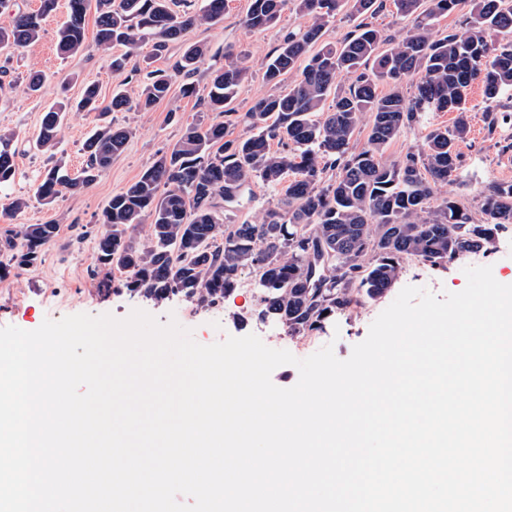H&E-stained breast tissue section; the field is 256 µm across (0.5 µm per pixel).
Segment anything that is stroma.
Instances as JSON below:
<instances>
[{
	"mask_svg": "<svg viewBox=\"0 0 512 512\" xmlns=\"http://www.w3.org/2000/svg\"><path fill=\"white\" fill-rule=\"evenodd\" d=\"M250 0H225L224 18L214 25L199 27L187 36L188 43L207 47L208 54L190 80L196 87L193 96H183L180 83H173L169 96L150 112H115L111 119L126 126L131 137L124 150L95 182L74 194H65L52 203L35 195V188L54 160H61L70 173H78L84 161L83 145L97 124L95 113H67L59 132L55 153L42 151L37 138L44 112L59 101L77 102L87 85H96L102 102H109L114 91H122L137 99L138 79L122 80L113 74L110 57L121 54L114 47L104 54L97 47L96 11L86 15V48L77 55L64 58L56 49L57 31L66 21L69 0H57L56 8L43 21L41 38L23 53L0 51V63L8 62L10 86H0V129L20 133L16 156L17 175L13 183L0 187V209L11 199L22 197L28 205L11 218L0 217V240L15 235L26 224H55L59 227L55 241L41 263L24 270H12L0 279V327L13 325L24 330L38 328L45 319L58 320L68 315L87 313L111 314L126 318L133 309H141L160 322L176 320L193 332L194 339L212 344L227 336L254 334L269 347L292 350L291 335L286 326L273 321H259L254 316L260 307V294L255 289L252 273H243L238 288L223 303L211 308H198L183 296L155 301L126 290L101 294L98 280L92 275L96 264V243L102 231L96 218L112 195L124 190L140 172L176 143L186 125L209 123L213 112L207 108L211 80L223 64L225 47L245 53L252 74L242 86L232 106L244 113L262 96L273 94L275 88L263 79V66L282 42L287 32L303 27V19L284 13L277 26L265 30L246 29L242 21ZM44 78L40 92L24 90L29 72ZM473 110L471 131L461 144L459 178L448 185L454 195L480 217L479 192L492 181H512V152L501 150L502 140L512 139V92L505 93L495 104L503 121L497 138H488L482 121L485 102L480 89L471 93ZM491 267L494 278L512 284V224L499 232L489 249L467 255L449 264L447 269H433L416 261L404 264L402 273L383 298L367 301L356 311L338 315L320 332L321 345H332L339 359H347L353 347L368 335L371 323L407 286L422 287L435 295L462 291L467 285L465 268Z\"/></svg>",
	"mask_w": 512,
	"mask_h": 512,
	"instance_id": "obj_1",
	"label": "stroma"
}]
</instances>
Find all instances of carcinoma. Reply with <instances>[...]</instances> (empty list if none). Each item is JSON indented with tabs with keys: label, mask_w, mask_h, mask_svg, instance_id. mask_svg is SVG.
<instances>
[{
	"label": "carcinoma",
	"mask_w": 512,
	"mask_h": 512,
	"mask_svg": "<svg viewBox=\"0 0 512 512\" xmlns=\"http://www.w3.org/2000/svg\"><path fill=\"white\" fill-rule=\"evenodd\" d=\"M90 0H69V16L57 32L62 56L85 47V17ZM460 0H393L397 14L410 20L390 37L363 20L384 7V0H354L358 23L336 44L319 43L335 18L341 0H250L243 24L261 29L276 24L284 11L306 19L303 31L288 34L264 65L263 77L275 86L307 63L288 88L258 99L247 112L227 109L251 76L248 56L232 47L212 82L207 125L189 124L172 148L126 189L112 196L96 223L97 266L104 272L99 291L121 288L156 300L181 295L201 307L220 304L248 269L258 277L261 308L256 317L276 320L293 336H313L338 314L350 313L366 299L382 298L398 280L403 264L413 259L433 269L478 252L512 224V182H492L480 191L482 220L453 196L438 197L435 187L456 181L460 143L470 132L469 91L482 87L489 107L485 130L494 137L499 118L490 104L512 91V40L496 43L488 32L512 34V0H472L470 20L448 33L436 20L453 12ZM56 0H42L36 12H17L0 25V45L16 50L36 43L42 22ZM174 0H97V45L126 48L112 58V72L125 71L141 43L158 49L182 42L193 28L224 16V0H207L195 11H176ZM320 44L308 54L309 47ZM387 44L389 48L381 50ZM207 55L203 45H189L175 64L184 77L194 74ZM417 76L413 92L402 90L404 78ZM348 87L337 90L339 81ZM391 86L378 92L379 83ZM172 76L150 71L141 82L138 106L149 112L170 93ZM128 99L115 92L101 105L94 86L77 103L80 111L120 112ZM430 112H453L451 127L424 125ZM65 117L63 108L44 113L37 138L54 152ZM368 123L367 145L354 150V136ZM242 123L243 135L229 137L228 127ZM422 130V144L409 148L393 165L382 162L383 150L404 133ZM131 136L112 122L98 126L85 143V166L78 176L46 171L36 196L52 202L93 182L112 163ZM16 133L0 131V186L15 176ZM277 142L278 148L271 147ZM260 182L277 192L252 224H226L216 199L235 202ZM149 223L142 242L137 227ZM58 234L55 224H28L0 246V279L9 269L37 264ZM373 260L364 264V258ZM126 278L112 280V268Z\"/></svg>",
	"instance_id": "obj_1"
}]
</instances>
